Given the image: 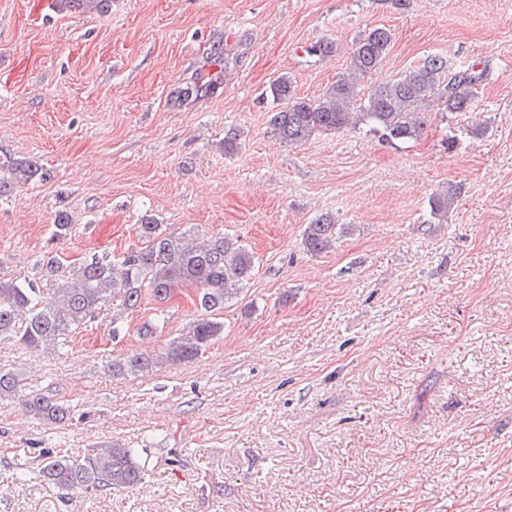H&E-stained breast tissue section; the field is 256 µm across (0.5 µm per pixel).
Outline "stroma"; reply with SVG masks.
<instances>
[{
    "mask_svg": "<svg viewBox=\"0 0 512 512\" xmlns=\"http://www.w3.org/2000/svg\"><path fill=\"white\" fill-rule=\"evenodd\" d=\"M383 26V76L431 54L484 71L485 129L437 116L399 146L273 136L270 82L315 98ZM326 39L336 53L308 56ZM198 76L219 83L177 98ZM4 154L47 177L0 196L2 278L36 277L48 251L68 268L121 257L146 214L238 237L255 270L223 336L149 377L107 363L180 336L195 288L144 297L118 340L108 305L58 353L0 340L20 392L72 409L49 424L0 399V512H512V0H111L103 14L0 0ZM451 185L454 211L431 223ZM326 213L355 230L314 256L303 229ZM159 311L163 331L139 336ZM108 442L142 449V483L90 495L40 473L41 450ZM457 194V189L451 185L429 199L430 218L434 220L431 223L436 224L437 221V224H441L448 219V215L454 209Z\"/></svg>",
    "mask_w": 512,
    "mask_h": 512,
    "instance_id": "35a3bbf8",
    "label": "stroma"
}]
</instances>
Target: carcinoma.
Wrapping results in <instances>:
<instances>
[{
	"label": "carcinoma",
	"mask_w": 512,
	"mask_h": 512,
	"mask_svg": "<svg viewBox=\"0 0 512 512\" xmlns=\"http://www.w3.org/2000/svg\"><path fill=\"white\" fill-rule=\"evenodd\" d=\"M61 6L103 13L109 4L108 0H64ZM392 41L386 27L363 31L353 41L346 69L317 100L297 96L293 80L286 74L277 76L268 87L273 103L271 131L290 145H302L316 136L365 129L395 145L420 137L432 107L454 117L478 111L485 73L473 67L452 72L439 55L392 77L373 80L382 71ZM36 177H45L37 161L7 159L0 163V195ZM456 199L452 185L435 193L428 202L430 218L443 223ZM353 228L332 215H321L305 225L303 245L307 252L320 255ZM138 235L140 245L122 257L94 256L65 274L62 257L45 253L38 267L52 282L50 288H41L35 278L18 282L0 277V340H13L30 350L48 346L63 350L72 329L93 320L108 303L116 339L123 331L125 313L137 308L144 295L165 303L175 289L189 285L198 290V307L186 333L155 356L133 353L112 359L107 368L112 377L125 378L199 356L224 334L219 313L238 298L252 275L253 254L235 237L170 233L148 215L142 218ZM22 404L31 416L52 423L66 420L70 413L69 406L39 390L23 394ZM41 473L59 488L92 494L136 487L144 479L145 463L134 448L106 446L77 457L47 452Z\"/></svg>",
	"instance_id": "carcinoma-1"
}]
</instances>
